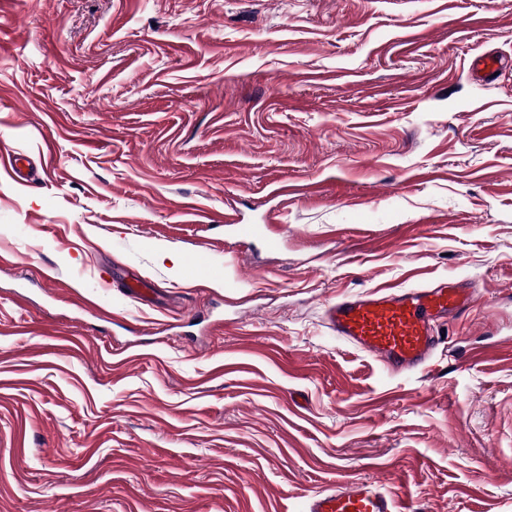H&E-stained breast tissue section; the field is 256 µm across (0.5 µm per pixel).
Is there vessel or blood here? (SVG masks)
<instances>
[{"mask_svg":"<svg viewBox=\"0 0 512 512\" xmlns=\"http://www.w3.org/2000/svg\"><path fill=\"white\" fill-rule=\"evenodd\" d=\"M470 301L461 283L433 288L376 287L329 304L325 320L334 334L372 356L390 372L426 366L436 347L441 319L464 309ZM399 493L365 479L342 481L313 491L306 512H411Z\"/></svg>","mask_w":512,"mask_h":512,"instance_id":"1","label":"vessel or blood"}]
</instances>
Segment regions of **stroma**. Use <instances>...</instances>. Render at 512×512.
Masks as SVG:
<instances>
[{
    "mask_svg": "<svg viewBox=\"0 0 512 512\" xmlns=\"http://www.w3.org/2000/svg\"><path fill=\"white\" fill-rule=\"evenodd\" d=\"M0 152V512H512V0H0ZM444 279L417 372L325 325ZM411 504L399 493L365 479L337 482L312 491L306 512H410Z\"/></svg>",
    "mask_w": 512,
    "mask_h": 512,
    "instance_id": "35a3bbf8",
    "label": "stroma"
}]
</instances>
